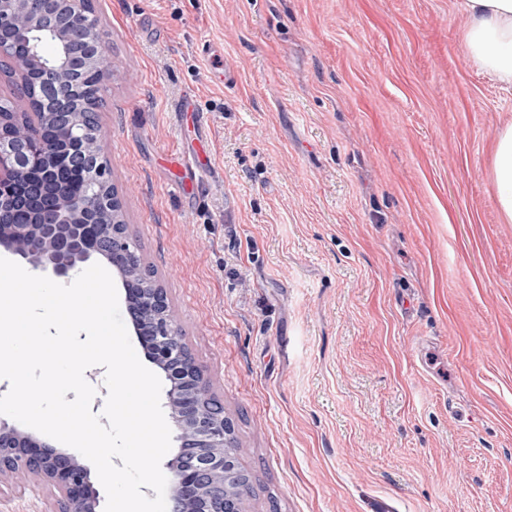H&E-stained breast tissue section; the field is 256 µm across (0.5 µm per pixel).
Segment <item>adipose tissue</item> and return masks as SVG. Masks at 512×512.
<instances>
[{
  "mask_svg": "<svg viewBox=\"0 0 512 512\" xmlns=\"http://www.w3.org/2000/svg\"><path fill=\"white\" fill-rule=\"evenodd\" d=\"M470 20L464 36L468 57L498 84L512 88V0H460ZM494 201L504 223H512V123L499 131L492 168Z\"/></svg>",
  "mask_w": 512,
  "mask_h": 512,
  "instance_id": "ef3b65f1",
  "label": "adipose tissue"
}]
</instances>
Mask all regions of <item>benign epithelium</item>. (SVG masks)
Returning <instances> with one entry per match:
<instances>
[{
	"mask_svg": "<svg viewBox=\"0 0 512 512\" xmlns=\"http://www.w3.org/2000/svg\"><path fill=\"white\" fill-rule=\"evenodd\" d=\"M39 16L14 24L24 0H0V69L13 68L21 83L38 81L54 110L68 113L69 91L65 72L80 64L66 48L65 36L57 31L61 43L58 57L52 58L36 47L60 16L83 12L85 0H44ZM24 39L31 50L23 63L11 55L14 41ZM80 129L71 127V150L66 159L71 167L88 175L90 186L98 185L101 168L77 148ZM49 145L33 135L24 144L0 137V191L17 182L21 169L38 167L49 153ZM117 202L91 192L85 199L59 200L40 224L15 225L0 212V247L18 256L33 269L57 278H71L82 262L102 257L115 266L122 277L135 335L149 360L166 383L167 406L178 430V450L167 463L172 473L170 512H241L242 501L251 489L250 478L239 469L231 452L233 427L224 410L209 407L203 375L182 341L166 294L142 287L134 272V253L123 226H112V238H103L96 225L80 221L90 209ZM38 248L31 247L32 242ZM23 474L47 482L57 491L53 512H99L98 497L92 489L87 469L76 456L58 453L16 426L0 420V477Z\"/></svg>",
	"mask_w": 512,
	"mask_h": 512,
	"instance_id": "benign-epithelium-1",
	"label": "benign epithelium"
}]
</instances>
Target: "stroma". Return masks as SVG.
<instances>
[{
	"label": "stroma",
	"mask_w": 512,
	"mask_h": 512,
	"mask_svg": "<svg viewBox=\"0 0 512 512\" xmlns=\"http://www.w3.org/2000/svg\"><path fill=\"white\" fill-rule=\"evenodd\" d=\"M457 2L94 0L127 235L233 424L243 512H512V89ZM54 505L0 479V512ZM494 201L502 221L512 223V123L505 124L496 138L492 168Z\"/></svg>",
	"instance_id": "stroma-1"
}]
</instances>
